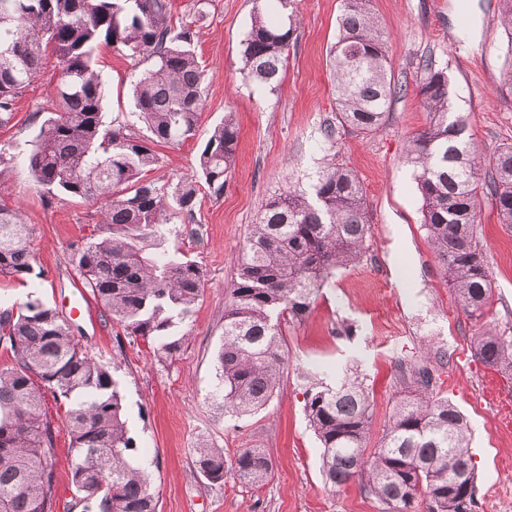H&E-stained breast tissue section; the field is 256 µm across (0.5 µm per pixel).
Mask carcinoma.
<instances>
[{
	"instance_id": "1",
	"label": "carcinoma",
	"mask_w": 512,
	"mask_h": 512,
	"mask_svg": "<svg viewBox=\"0 0 512 512\" xmlns=\"http://www.w3.org/2000/svg\"><path fill=\"white\" fill-rule=\"evenodd\" d=\"M210 0H193V18L172 22L171 0H0V125L55 57L59 80L52 107L29 156L33 176L52 200L61 193L100 204L97 234L70 245L81 284L126 335L156 344L159 361L175 358L174 320L187 317L203 293L196 261L160 250L161 227L175 211L193 216L198 184L219 195L235 162L238 124L224 114L202 145L194 178L172 188L148 178L159 163L149 143L180 145L196 136L203 110L204 70L193 50ZM279 16L256 8L242 40L246 78L275 91L286 68L294 0H276ZM388 37L366 0H344L339 37L329 55L336 121L356 135L377 132L396 87L388 79ZM108 46L153 68L134 76L133 119L105 125L96 53ZM419 88L428 112L408 142L417 170L421 227L457 306L484 315L494 281L477 235L479 198H489L512 226V144L478 161L468 118L453 111L448 76L423 61ZM150 132L144 140L137 123ZM370 233L368 206L356 172L336 157L318 171L310 192L272 195L251 225L229 287L224 335L215 358L213 405L242 417L263 409L279 390L287 363L281 322L302 321L336 270L360 262ZM32 229L17 208L0 204V277L27 281L34 272ZM475 357L512 372V336L474 333ZM0 512H56L58 416L69 437L73 509L159 512L146 467L111 367L83 351L71 323L37 299L0 308ZM406 394L393 405L378 448L367 455L374 405L357 375L328 384L308 371L304 413L322 448L321 469L333 488L359 480L380 512H476L467 421L435 392L426 366L400 365ZM53 399L56 413L49 412ZM194 468L212 485L231 474L260 486L273 463L263 448H241L227 461L206 440L193 449Z\"/></svg>"
}]
</instances>
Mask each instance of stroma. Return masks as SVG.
I'll list each match as a JSON object with an SVG mask.
<instances>
[{
	"label": "stroma",
	"mask_w": 512,
	"mask_h": 512,
	"mask_svg": "<svg viewBox=\"0 0 512 512\" xmlns=\"http://www.w3.org/2000/svg\"><path fill=\"white\" fill-rule=\"evenodd\" d=\"M389 35L391 81L401 92L384 125L369 136L337 130L335 146L322 141L321 127L336 120V93L328 51L338 36L341 0H296L295 38L277 90L248 81L240 71L241 41L251 25L255 0H211L195 43L205 71L204 110L196 138L157 146L158 184L193 174L200 141L234 112L240 128L235 165L222 194L200 187L193 217L177 215L165 226L163 247L196 261L204 291L192 313L175 321L171 339L181 349L158 362L152 343L122 337L96 301L73 319L83 350L110 365L122 396L125 419L151 471L160 512H379L360 485L326 484L319 442L303 410L298 368L333 380L344 366H357L374 398L372 436L380 438L400 389V365H424L436 391L467 418L478 507L491 512L502 490L512 491V375L482 364L472 350L477 325L512 327V226L501 224L489 200H481L477 223L494 280V295L481 323L455 305L421 224V198L406 160L410 137L428 123L418 85L421 64L444 70L455 111L468 116L479 157L512 143V41L498 0H369ZM101 47L97 68L103 82V120L125 118L133 109L130 74L151 68ZM57 75L45 65L18 99L10 123L0 126V148L9 159L0 172V203L21 208L32 228L35 278H0V305L30 298L59 308L58 292L79 288L70 261L71 243L89 237L100 220L97 204L64 195L45 204L27 157L50 105ZM358 175L368 203L371 237L363 260L337 271L325 283L303 321L285 322L288 368L279 391L260 412L242 418L221 415L208 395L214 354L224 331L228 286L251 224L265 201L296 186L309 188L328 150ZM405 251L421 286L408 294L391 274L393 253ZM351 325L352 336L340 335ZM208 440L233 457L240 448H262L274 470L261 487L226 476L210 485L192 464V450Z\"/></svg>",
	"instance_id": "obj_1"
}]
</instances>
